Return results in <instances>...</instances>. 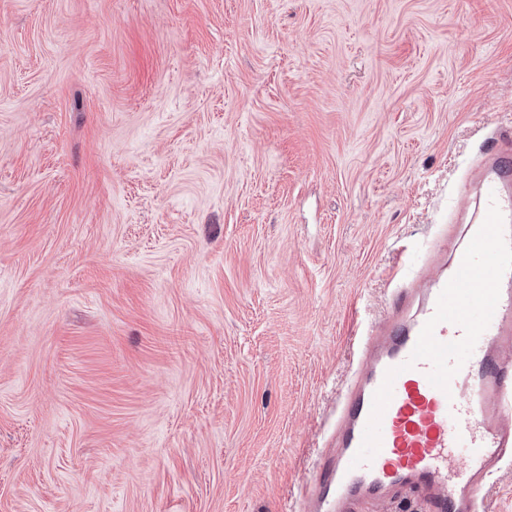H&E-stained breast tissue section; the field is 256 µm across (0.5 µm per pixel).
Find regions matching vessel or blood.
<instances>
[{
	"mask_svg": "<svg viewBox=\"0 0 512 512\" xmlns=\"http://www.w3.org/2000/svg\"><path fill=\"white\" fill-rule=\"evenodd\" d=\"M481 210L448 268L398 288L360 334L319 479L337 503L419 490L432 512H472L512 456V149L482 162Z\"/></svg>",
	"mask_w": 512,
	"mask_h": 512,
	"instance_id": "b4317fda",
	"label": "vessel or blood"
}]
</instances>
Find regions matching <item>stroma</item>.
<instances>
[{"instance_id":"1","label":"stroma","mask_w":512,"mask_h":512,"mask_svg":"<svg viewBox=\"0 0 512 512\" xmlns=\"http://www.w3.org/2000/svg\"><path fill=\"white\" fill-rule=\"evenodd\" d=\"M504 133L512 0H0V512H307Z\"/></svg>"}]
</instances>
